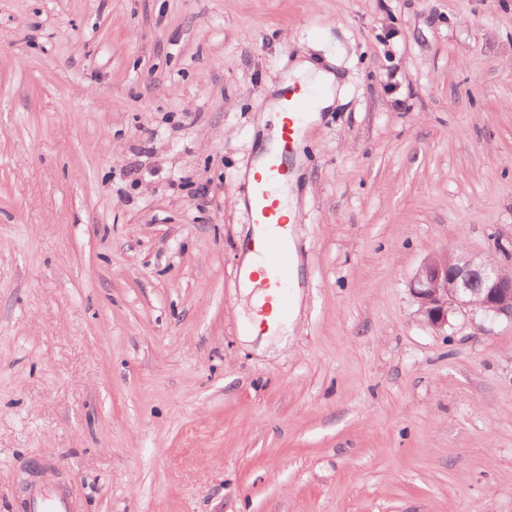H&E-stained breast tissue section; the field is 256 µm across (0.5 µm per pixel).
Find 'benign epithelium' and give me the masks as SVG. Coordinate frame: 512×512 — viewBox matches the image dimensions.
Instances as JSON below:
<instances>
[{
    "mask_svg": "<svg viewBox=\"0 0 512 512\" xmlns=\"http://www.w3.org/2000/svg\"><path fill=\"white\" fill-rule=\"evenodd\" d=\"M410 292L423 321L438 330L462 309L484 320L512 318V267L492 256L435 252L415 271Z\"/></svg>",
    "mask_w": 512,
    "mask_h": 512,
    "instance_id": "1",
    "label": "benign epithelium"
}]
</instances>
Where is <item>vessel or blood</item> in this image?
Returning <instances> with one entry per match:
<instances>
[{
    "instance_id": "obj_1",
    "label": "vessel or blood",
    "mask_w": 512,
    "mask_h": 512,
    "mask_svg": "<svg viewBox=\"0 0 512 512\" xmlns=\"http://www.w3.org/2000/svg\"><path fill=\"white\" fill-rule=\"evenodd\" d=\"M313 95V90L299 86L293 88L283 101L284 117L277 129L280 153L266 160L253 173L250 186L253 195L250 216L253 223L278 225L282 222L279 188L290 175L283 158L294 149L296 122L299 116L307 112ZM259 249L263 263L259 281L264 300L261 311L265 314L276 311L279 320H287L290 314L288 288L293 271L292 255L283 238L276 235L265 238Z\"/></svg>"
}]
</instances>
